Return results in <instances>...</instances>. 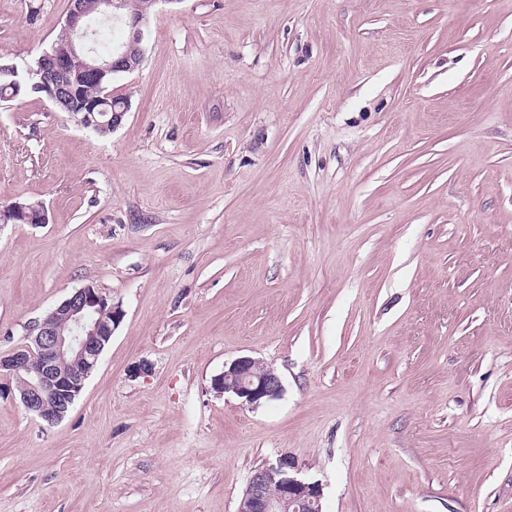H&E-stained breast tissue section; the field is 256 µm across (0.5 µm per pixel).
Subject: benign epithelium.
<instances>
[{"mask_svg":"<svg viewBox=\"0 0 512 512\" xmlns=\"http://www.w3.org/2000/svg\"><path fill=\"white\" fill-rule=\"evenodd\" d=\"M123 0H69L63 29L68 47L43 53L36 65L20 73L14 64H1L0 74L11 77L14 94L40 91L51 104L67 112L69 121L91 128L100 135L112 133L129 110L128 103L107 113L102 108L112 75L136 70L143 58V42L149 15L141 11L120 14ZM118 18L129 28L128 41L99 54L86 42L95 21ZM93 85L98 96L89 97L85 87ZM11 213L23 224H46L44 206L14 201L0 210V221ZM123 318L122 310L97 288L75 290L46 315L29 326L28 343L0 356V375L15 382L26 410L48 424L60 422L81 394L85 381ZM218 393H231L250 407L278 399L283 392L280 376L259 359L242 356L224 365L213 379ZM323 488L300 475L293 458L280 455L254 471L238 504L237 512H322Z\"/></svg>","mask_w":512,"mask_h":512,"instance_id":"1","label":"benign epithelium"}]
</instances>
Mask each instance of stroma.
Wrapping results in <instances>:
<instances>
[{
  "label": "stroma",
  "mask_w": 512,
  "mask_h": 512,
  "mask_svg": "<svg viewBox=\"0 0 512 512\" xmlns=\"http://www.w3.org/2000/svg\"><path fill=\"white\" fill-rule=\"evenodd\" d=\"M68 6L0 0V61ZM112 94L106 136L0 100L49 218L0 226V355L123 311L62 422L0 396V512H236L282 454L325 512H512V0H159ZM244 355L279 399L213 390Z\"/></svg>",
  "instance_id": "obj_1"
}]
</instances>
